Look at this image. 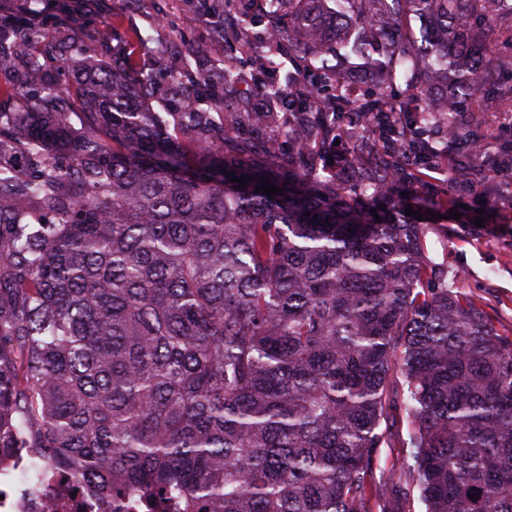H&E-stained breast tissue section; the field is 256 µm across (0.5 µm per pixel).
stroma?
<instances>
[{
    "label": "stroma",
    "mask_w": 512,
    "mask_h": 512,
    "mask_svg": "<svg viewBox=\"0 0 512 512\" xmlns=\"http://www.w3.org/2000/svg\"><path fill=\"white\" fill-rule=\"evenodd\" d=\"M31 14L41 25L54 27L60 15L78 20L76 38L102 59L129 58L152 78L156 111L174 112L179 97L173 73L191 63L193 71L209 73V85L197 90L199 111L221 113L225 121L250 111L256 96L250 86L224 87L221 63L233 58L248 65L251 55L224 43V8L217 0H0V13ZM462 121L490 136V152L512 160V120L485 100L478 112ZM454 199L461 218L438 220L426 237L430 258L447 266L462 294L473 299L502 333L512 332V174L490 176L474 186L457 188ZM483 225H475L479 212Z\"/></svg>",
    "instance_id": "1"
}]
</instances>
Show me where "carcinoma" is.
Returning <instances> with one entry per match:
<instances>
[{"label":"carcinoma","mask_w":512,"mask_h":512,"mask_svg":"<svg viewBox=\"0 0 512 512\" xmlns=\"http://www.w3.org/2000/svg\"><path fill=\"white\" fill-rule=\"evenodd\" d=\"M497 2L224 0L228 47H294L288 122L273 61L247 74L271 107L246 118L286 159L188 89L162 121L125 58L77 48L51 69L68 34L0 15L17 73L0 156L22 159L0 161V454L40 449L112 512H406L415 489L427 512H512V336L428 258L432 227L393 188L475 136L458 113L512 67Z\"/></svg>","instance_id":"cac0c4a2"}]
</instances>
